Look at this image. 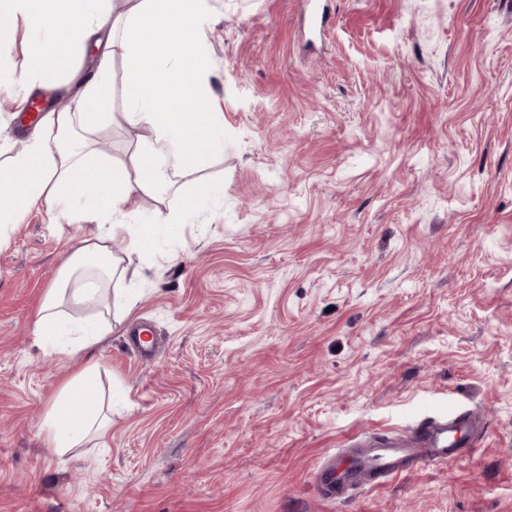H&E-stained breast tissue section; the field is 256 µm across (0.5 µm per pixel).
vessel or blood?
Here are the masks:
<instances>
[{"label": "vessel or blood", "instance_id": "b4317fda", "mask_svg": "<svg viewBox=\"0 0 512 512\" xmlns=\"http://www.w3.org/2000/svg\"><path fill=\"white\" fill-rule=\"evenodd\" d=\"M480 419L455 409L448 415L421 420L405 434H376L362 445L328 461L317 475L324 499L341 501L350 491L382 485L422 464L452 461L474 452L483 433Z\"/></svg>", "mask_w": 512, "mask_h": 512}]
</instances>
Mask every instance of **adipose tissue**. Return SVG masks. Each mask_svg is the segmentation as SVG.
I'll use <instances>...</instances> for the list:
<instances>
[{"label":"adipose tissue","mask_w":512,"mask_h":512,"mask_svg":"<svg viewBox=\"0 0 512 512\" xmlns=\"http://www.w3.org/2000/svg\"><path fill=\"white\" fill-rule=\"evenodd\" d=\"M103 0H0V50L12 44L15 20L29 27L27 66L18 77L28 87L44 85L70 69V46L105 33L102 62L76 97L75 109L50 111L26 148L0 164V223H11L22 208L47 202L61 211L76 208L86 184L100 185L115 212L134 210L139 201L167 188L166 168L205 169L221 145V117L202 106L200 68L182 63L198 39L202 0H136L119 17L106 14ZM127 70L122 119L135 134V148L124 161L97 156L91 139L112 102V63ZM218 184L199 183L182 192L179 209L158 214L155 224H126L129 251H148L156 224H177L208 197L222 193ZM112 232L80 240L61 275L49 289L34 325V341L45 349L70 345L82 351L111 332L98 316L86 324L71 310L104 298L101 278L124 274L122 257L112 251ZM94 366H86L63 387L39 424L47 448L62 455L88 437H105L110 422L93 390Z\"/></svg>","instance_id":"adipose-tissue-1"}]
</instances>
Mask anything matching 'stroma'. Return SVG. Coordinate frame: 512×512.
I'll return each instance as SVG.
<instances>
[{"label":"stroma","mask_w":512,"mask_h":512,"mask_svg":"<svg viewBox=\"0 0 512 512\" xmlns=\"http://www.w3.org/2000/svg\"><path fill=\"white\" fill-rule=\"evenodd\" d=\"M300 4L205 0L223 148L176 181L224 192L132 255L111 288L135 307L91 349L33 342L70 248L179 196L127 215L97 190L95 221L43 206L0 228V512H512V6L331 0L311 51ZM126 79L115 60L94 137L117 160ZM75 93L68 72L0 87V143L21 152L35 99ZM90 364L111 430L55 455L41 417ZM456 406L484 419L474 453L321 499L328 455Z\"/></svg>","instance_id":"1"}]
</instances>
